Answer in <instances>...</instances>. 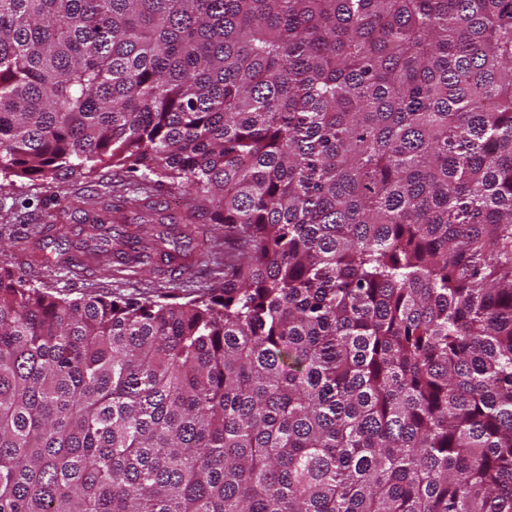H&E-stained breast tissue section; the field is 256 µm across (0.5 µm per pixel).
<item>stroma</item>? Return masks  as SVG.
<instances>
[{
	"label": "stroma",
	"mask_w": 512,
	"mask_h": 512,
	"mask_svg": "<svg viewBox=\"0 0 512 512\" xmlns=\"http://www.w3.org/2000/svg\"><path fill=\"white\" fill-rule=\"evenodd\" d=\"M127 183L121 168L106 165L84 177L18 179L0 186V263H9L34 287L69 299L174 294L186 301L221 277L224 239L201 217L192 226L198 244L184 260L185 275L156 256L137 272L103 276L90 250L91 223L104 205L120 206Z\"/></svg>",
	"instance_id": "obj_1"
}]
</instances>
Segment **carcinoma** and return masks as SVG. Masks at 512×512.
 <instances>
[{"instance_id":"carcinoma-1","label":"carcinoma","mask_w":512,"mask_h":512,"mask_svg":"<svg viewBox=\"0 0 512 512\" xmlns=\"http://www.w3.org/2000/svg\"><path fill=\"white\" fill-rule=\"evenodd\" d=\"M107 162L224 277L0 266V512H512V0H0V180ZM153 179L152 182H145L146 184V187L148 188L149 190V194L151 196L150 200L155 202L157 205L156 207L158 209H160L161 213L163 215H172L174 217H176V221L178 223L176 224H172L174 226H170V227H176L175 228V233L177 232V230H179L180 228H184V226L186 224H183L181 220V216H184L185 215V208L184 207H181L179 209H173V207L175 206H172V208H169V209H166L165 206H166V202L170 199V192H169V189L167 187V185H161V184H158V183H155L154 181L156 180L155 177H151Z\"/></svg>"}]
</instances>
